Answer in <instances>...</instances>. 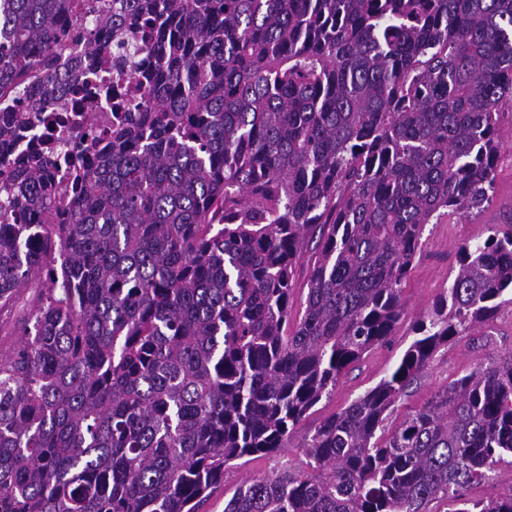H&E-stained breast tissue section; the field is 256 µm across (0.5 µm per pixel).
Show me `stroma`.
I'll return each mask as SVG.
<instances>
[{"label": "stroma", "instance_id": "35a3bbf8", "mask_svg": "<svg viewBox=\"0 0 512 512\" xmlns=\"http://www.w3.org/2000/svg\"><path fill=\"white\" fill-rule=\"evenodd\" d=\"M512 221V148L504 149L498 169L494 199L477 217L452 224H430L423 235L424 246L413 263L403 290L404 318L393 336L374 348L363 359L351 364L342 374L334 393L322 400L311 414L291 430L288 446L272 458H255L231 468L224 476V486L202 507V512H224V503L247 478H262L272 470L292 464L305 437L325 417L348 406L397 366L401 355L414 337L415 323L425 318L438 295L456 276L460 246L484 240L495 224ZM512 353V304L502 305L471 335L441 347L424 376L409 388L396 404L392 422L423 403L437 386L459 378L487 363L489 358Z\"/></svg>", "mask_w": 512, "mask_h": 512}]
</instances>
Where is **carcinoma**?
Wrapping results in <instances>:
<instances>
[{"label":"carcinoma","instance_id":"obj_1","mask_svg":"<svg viewBox=\"0 0 512 512\" xmlns=\"http://www.w3.org/2000/svg\"><path fill=\"white\" fill-rule=\"evenodd\" d=\"M139 24L156 65L51 195L0 181V512H199L271 456L401 321L428 224L489 203L512 108V0H0V146ZM317 240L304 308L297 265ZM512 304V225L459 270L395 370L224 512H512L466 498L512 456V355L387 420L436 351Z\"/></svg>","mask_w":512,"mask_h":512}]
</instances>
